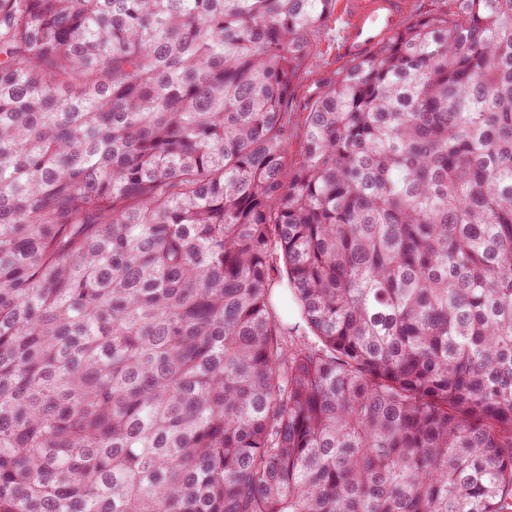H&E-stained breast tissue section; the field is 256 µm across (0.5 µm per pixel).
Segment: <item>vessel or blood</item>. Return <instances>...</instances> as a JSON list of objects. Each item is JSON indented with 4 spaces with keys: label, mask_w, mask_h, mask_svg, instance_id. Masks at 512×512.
Segmentation results:
<instances>
[{
    "label": "vessel or blood",
    "mask_w": 512,
    "mask_h": 512,
    "mask_svg": "<svg viewBox=\"0 0 512 512\" xmlns=\"http://www.w3.org/2000/svg\"><path fill=\"white\" fill-rule=\"evenodd\" d=\"M408 9L407 0H344L342 61H350L387 38L405 18Z\"/></svg>",
    "instance_id": "b4317fda"
}]
</instances>
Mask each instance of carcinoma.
Listing matches in <instances>:
<instances>
[{
  "label": "carcinoma",
  "mask_w": 512,
  "mask_h": 512,
  "mask_svg": "<svg viewBox=\"0 0 512 512\" xmlns=\"http://www.w3.org/2000/svg\"><path fill=\"white\" fill-rule=\"evenodd\" d=\"M335 12L0 0V512H512V0ZM407 0H345L341 63L387 38L407 15ZM343 21L338 14V5L336 6V13L332 16V18L327 23V27H325V37L322 40L321 49L324 52V50L329 47V52L331 51L330 55H326L325 59H330V61L334 57H336V44L340 41L343 31Z\"/></svg>",
  "instance_id": "carcinoma-1"
}]
</instances>
